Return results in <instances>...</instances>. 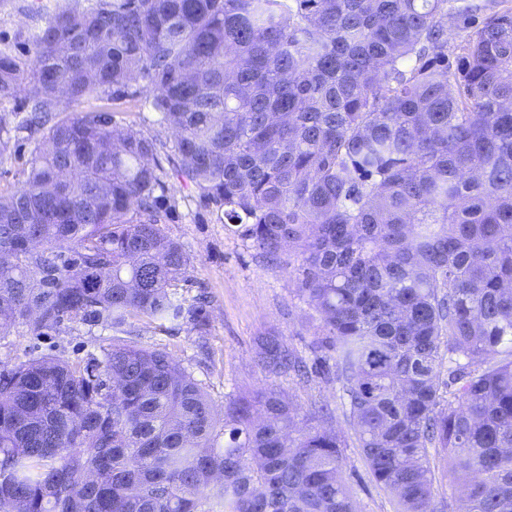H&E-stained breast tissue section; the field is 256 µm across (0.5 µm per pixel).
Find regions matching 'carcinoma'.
Instances as JSON below:
<instances>
[{
    "label": "carcinoma",
    "instance_id": "1",
    "mask_svg": "<svg viewBox=\"0 0 512 512\" xmlns=\"http://www.w3.org/2000/svg\"><path fill=\"white\" fill-rule=\"evenodd\" d=\"M463 33L448 52L451 29ZM0 51V332L138 316L209 333L175 175L249 247L301 258L358 447L396 512H512V0H57ZM89 102L80 112L65 104ZM263 369L308 381L274 336ZM447 369L448 380L439 379ZM329 405L237 395L217 418L166 348L0 370V512H357ZM464 480L432 504L429 449ZM123 118L128 124H133L138 129H142L145 133H150L152 135H158L159 139H161L164 143H166L165 148L161 152V158L164 167L168 171L167 182L169 188L172 193L177 195L178 197H188L195 196V190L191 185H186L180 179L176 177L173 171H171V165H168L165 160L166 155L174 154V135L171 131H165L160 129L157 125L153 124V121L156 119V115L152 112H148L147 109H140L137 107L130 106L127 108L125 114H123ZM34 142L24 143L23 146L12 155V159L0 164V192L2 194L11 190L22 180L21 171L27 166L26 161L31 157Z\"/></svg>",
    "mask_w": 512,
    "mask_h": 512
}]
</instances>
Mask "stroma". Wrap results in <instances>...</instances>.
<instances>
[{
    "label": "stroma",
    "instance_id": "stroma-1",
    "mask_svg": "<svg viewBox=\"0 0 512 512\" xmlns=\"http://www.w3.org/2000/svg\"><path fill=\"white\" fill-rule=\"evenodd\" d=\"M53 5L54 0H0V49H10L23 63H30L33 47L27 35L44 24ZM165 230L193 256L188 279L179 283L178 291L189 299L206 294L209 334L201 341L187 326L171 324L162 330L132 317L125 326L126 338L166 347L205 384L216 408H223L229 397L240 393L274 387L304 408L314 400L329 401L336 409V427L349 430L334 359H327L319 373L301 385L291 377L268 374L256 356V341L261 336L278 337L308 360L318 353L319 319L298 294L299 262L294 252L285 251L277 261H267L230 226L215 223L205 213L193 219L176 217ZM112 336V330L99 328L90 333L78 323L64 324L58 332L39 338L30 336L26 327H15L0 334V369L42 354L82 363L99 355ZM343 475L356 490L358 512H396L357 445L345 450Z\"/></svg>",
    "mask_w": 512,
    "mask_h": 512
}]
</instances>
